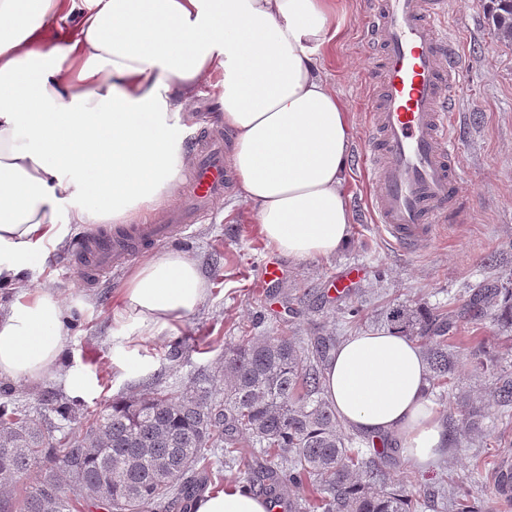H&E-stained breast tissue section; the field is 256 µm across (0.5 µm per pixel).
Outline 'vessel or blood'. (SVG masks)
<instances>
[{
	"instance_id": "b4317fda",
	"label": "vessel or blood",
	"mask_w": 512,
	"mask_h": 512,
	"mask_svg": "<svg viewBox=\"0 0 512 512\" xmlns=\"http://www.w3.org/2000/svg\"><path fill=\"white\" fill-rule=\"evenodd\" d=\"M444 0H374L384 65L371 96L374 133L367 157L376 224L407 250L430 243L450 221L459 175V133L449 108L462 84L455 47L442 29ZM193 169L185 202L154 224H139L81 243L79 275L96 279L143 249L187 231L224 194V145L203 137L192 144Z\"/></svg>"
}]
</instances>
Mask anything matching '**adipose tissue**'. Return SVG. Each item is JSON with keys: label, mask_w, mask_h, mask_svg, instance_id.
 Returning <instances> with one entry per match:
<instances>
[{"label": "adipose tissue", "mask_w": 512, "mask_h": 512, "mask_svg": "<svg viewBox=\"0 0 512 512\" xmlns=\"http://www.w3.org/2000/svg\"><path fill=\"white\" fill-rule=\"evenodd\" d=\"M340 34L332 0H0V378L92 381L66 367V308L26 271L100 224L172 202L191 157L183 131L204 87L231 135L239 199L280 255L328 257L350 241L352 126L321 55ZM208 283L189 254L138 265L112 308L117 368L149 371L142 344L178 334ZM422 348L393 330L340 343L322 390L342 425L389 434L426 469L445 425ZM194 512H269L228 485Z\"/></svg>", "instance_id": "obj_1"}]
</instances>
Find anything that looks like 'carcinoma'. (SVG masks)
Returning <instances> with one entry per match:
<instances>
[{
    "label": "carcinoma",
    "mask_w": 512,
    "mask_h": 512,
    "mask_svg": "<svg viewBox=\"0 0 512 512\" xmlns=\"http://www.w3.org/2000/svg\"><path fill=\"white\" fill-rule=\"evenodd\" d=\"M489 26L512 43V0H496ZM491 318L512 327V282L484 280L472 288L456 316L425 307L387 313L404 336L429 341L431 384L448 377L445 335L457 321ZM338 337L320 336L310 353L288 336H263L229 348L215 376L180 391L161 382L144 397L112 401L89 417L81 404L52 388L38 393L36 420L0 386V512H77L89 502L101 512H192L211 481L214 458L224 466L246 458L242 439L262 448L238 476L242 488L281 499L290 485L308 498L286 501V512H418L419 501L383 484L381 453L368 455L340 430L336 413L321 396L322 366ZM224 386L218 397L214 383ZM86 431L57 437L60 422ZM20 497L12 489L19 481Z\"/></svg>",
    "instance_id": "cac0c4a2"
}]
</instances>
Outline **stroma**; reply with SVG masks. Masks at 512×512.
Listing matches in <instances>:
<instances>
[{
  "label": "stroma",
  "instance_id": "stroma-1",
  "mask_svg": "<svg viewBox=\"0 0 512 512\" xmlns=\"http://www.w3.org/2000/svg\"><path fill=\"white\" fill-rule=\"evenodd\" d=\"M372 0H338L336 21L341 33L322 57L323 70L345 101L352 122L347 192L353 210L348 245L335 256L301 261L283 259L284 277L259 282L261 256H272L244 204L232 192L217 200L211 215L193 225L180 251L191 255L209 284L198 311L173 340L145 343L153 368L141 373L111 362L110 338L120 328L112 321V304L133 268L165 253L159 245L87 285L71 269L77 243L56 250L45 268L27 272L29 287L49 285L64 302L83 300L76 311L78 327L68 328L71 366L95 383L81 401L88 410L104 409L116 397L148 393L155 374L171 388L215 372L224 351L242 340L286 335L311 344L331 334L345 337L361 331L388 329L386 314L395 307L448 310L462 303L469 289L488 278L512 277V45L499 42L488 25L486 0H447L444 25L458 46L464 88L456 97L461 136L457 191L469 217L448 224L444 235L417 252L386 241L374 223L370 205V173L362 163L367 150L371 86L376 81L378 50L368 20ZM346 278L348 290L334 284ZM451 370L446 400L436 406L443 421L467 438L449 448L429 471L390 451L385 465L389 486H405L419 496L439 492L422 512H448L444 496L457 489L482 495L490 512H512L494 482L505 456H512V420L505 419L494 388L498 373H512V332L497 322L467 324L450 332ZM481 408L480 431L467 433L466 413Z\"/></svg>",
  "mask_w": 512,
  "mask_h": 512
}]
</instances>
